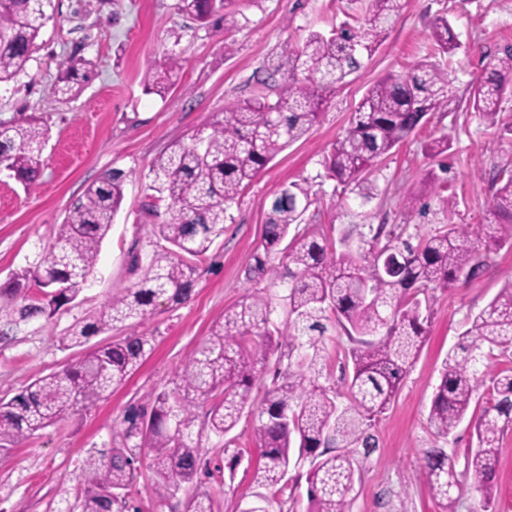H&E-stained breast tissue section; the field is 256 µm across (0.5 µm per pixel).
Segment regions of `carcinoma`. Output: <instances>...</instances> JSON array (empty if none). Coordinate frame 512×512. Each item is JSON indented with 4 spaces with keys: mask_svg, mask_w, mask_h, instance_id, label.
<instances>
[{
    "mask_svg": "<svg viewBox=\"0 0 512 512\" xmlns=\"http://www.w3.org/2000/svg\"><path fill=\"white\" fill-rule=\"evenodd\" d=\"M401 8V0H370L356 27L345 23L328 35L315 31L300 43L284 42L267 75L284 79L276 100L259 97L228 107L195 131L190 143L175 142L159 155L152 164L150 190L157 201L166 202V209L160 213L151 203L149 210L161 218L155 234L168 243L167 250L155 255L143 277L113 294L93 317L72 324L62 344L84 345L115 322L138 323L161 299L186 300L194 285L192 260L205 255L224 234L231 204L280 152L319 121L328 95L360 68L363 54L376 51ZM179 11L202 24L217 14L226 32L242 27L246 19L228 9L227 0H180ZM55 12L54 0H0V85L27 73L42 30ZM430 39V53L410 71L390 74L367 90L333 152L321 163L326 178L352 187L365 201L374 189L369 176L382 160L426 116L448 107V74L440 58L453 54L460 43L444 16L434 21ZM486 58L481 77L470 87L469 107L492 122L512 80V47ZM183 67L178 52L167 55L163 76L156 67H147L145 94L165 97ZM92 70L88 59L69 60L54 96L71 99L75 86L88 81ZM47 134V127L23 114L0 121V164L27 187L41 175ZM124 183L123 171L107 169L72 204L58 225L55 243L34 268L12 280L10 299L0 304L1 324L12 328L48 320L76 299L120 210ZM317 202L308 178L283 185L270 202L266 250L288 241L283 254L294 268L283 329L269 330L267 298L246 297L224 312L204 346L186 359L175 387L155 396L150 417L136 412L127 416L125 438L139 439L138 447L146 449L159 501L175 496L193 479L203 438L224 437L252 406L256 373L282 342L298 371L284 373L258 408L255 444L260 463L255 482L279 491L290 467L306 465L309 512H349L356 473L353 449L376 447L371 421L395 397L425 342L428 317L418 295L446 291L477 275L484 262L476 241L484 242L488 251L512 244V173L497 181L492 231L485 224H450L415 244L384 232L381 225L369 248L338 255L327 239L300 227ZM384 252L400 257L394 277L376 269L374 256ZM30 281L37 285L34 292L27 288ZM333 325L354 342L344 406L319 383L323 337ZM465 336L444 362L427 422L446 440L466 418L476 396L485 398L475 419L476 446L467 456L463 476L481 494L487 510L499 440L512 427V368L497 369L492 361L496 356L512 359V282L472 319ZM150 350V339L135 333L91 346L75 365L36 379L9 400L1 398L0 453L111 395ZM204 404L205 421L196 431L195 408ZM419 474L441 512H455L453 493L460 481L454 457L443 448H431L420 460ZM134 481L131 449H101L85 461L78 509L127 512V490ZM184 512H211L209 494H192Z\"/></svg>",
    "mask_w": 512,
    "mask_h": 512,
    "instance_id": "1",
    "label": "carcinoma"
}]
</instances>
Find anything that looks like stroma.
<instances>
[{
    "mask_svg": "<svg viewBox=\"0 0 512 512\" xmlns=\"http://www.w3.org/2000/svg\"><path fill=\"white\" fill-rule=\"evenodd\" d=\"M178 0H57L58 12L44 28L42 45L27 75L0 87V121L19 114L42 118L50 138L43 150V173L25 187L0 174V286L16 272L35 265L56 240L71 204L104 170L126 174L124 200L105 238L93 274L76 300L48 320L9 330L0 339V398H12L36 378L63 370L81 348H62L60 336L75 321L93 316L118 290L137 282L143 266L167 244L156 237V219L147 212L146 186L153 160L213 114L240 101L264 96L276 100L279 83H263L265 67L285 41L301 42L313 31L329 32L355 22L369 0H235L247 18L228 32L219 17L201 27L177 8ZM447 16L461 47L442 58L448 71V107L428 116L406 142L372 173L377 191L369 202L332 180L322 179L321 162L348 127L365 92L389 73H403L431 46L430 24ZM512 45V0H403L385 43L329 97L320 123L281 152L255 178L227 212L224 233L195 260L194 287L179 304L160 301L137 326L153 350L112 395L62 420L0 455V512H73L84 460L100 448H122L131 411L151 413L154 396L170 391L184 361L207 340L225 310L260 294L270 301L268 327L283 328L282 302L289 282L282 252L266 251L269 204L282 185L302 178L316 181L319 211L313 230L337 251L355 249L379 225L405 237L428 236L447 224H480L489 212L497 176L512 170V96L496 122L466 105L467 90L478 79L484 56ZM180 52L186 64L166 98L143 92L146 67ZM95 63L91 79L77 96L52 93L61 65L72 55ZM448 152L429 157L426 146L440 136ZM445 166L447 187L424 189L428 170ZM417 207L407 208L408 197ZM512 279V246L488 253L479 274L429 299L428 336L387 409L371 432L378 446L362 457L350 495V512H440L419 475L423 452L445 448L464 463L476 437L461 423L449 440L436 438L427 423L442 363L470 322ZM352 346L341 328L325 338L320 384L345 404ZM255 410H245L224 438L203 443L199 480L183 485L174 498L159 501L145 456L137 470L133 497L139 512H183L185 500L208 492L212 512H237L258 487L252 472L259 462L254 442ZM236 468H229V461ZM492 496L493 512H512V428L499 444ZM306 471L290 469L283 492L270 498V512H308Z\"/></svg>",
    "mask_w": 512,
    "mask_h": 512,
    "instance_id": "35a3bbf8",
    "label": "stroma"
}]
</instances>
